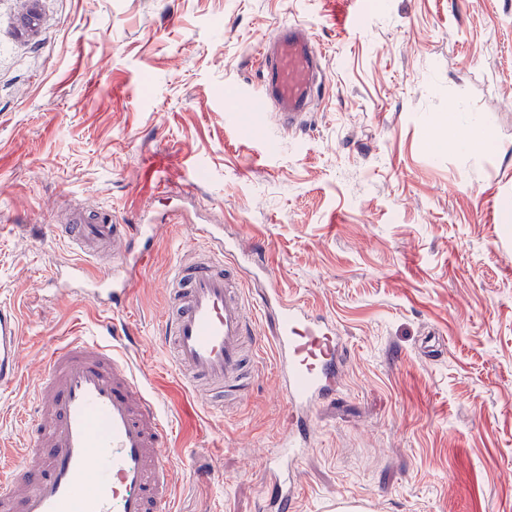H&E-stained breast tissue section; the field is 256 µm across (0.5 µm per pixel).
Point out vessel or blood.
<instances>
[{
  "instance_id": "vessel-or-blood-1",
  "label": "vessel or blood",
  "mask_w": 512,
  "mask_h": 512,
  "mask_svg": "<svg viewBox=\"0 0 512 512\" xmlns=\"http://www.w3.org/2000/svg\"><path fill=\"white\" fill-rule=\"evenodd\" d=\"M262 60V86L243 91L245 104L272 105L281 129L299 128L323 82L320 50L304 26L291 24ZM62 232L80 256L52 269L48 283L67 279L84 299L123 313L157 225L77 212ZM198 233L201 247L178 259L166 284L163 343L182 386L206 390L215 404L241 398L249 386L247 357L271 351L289 425L264 462L263 509L293 512L309 419L338 392L345 341L331 320L273 286L269 266L245 265L223 225L202 224ZM105 248L115 251L112 268L94 269L92 258ZM260 280L268 288L254 291ZM22 341L17 307L1 302V390L20 378ZM29 436L0 480V512H172L174 466L164 453L170 427L128 337L56 343L44 358Z\"/></svg>"
}]
</instances>
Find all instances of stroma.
I'll return each instance as SVG.
<instances>
[{"label": "stroma", "instance_id": "35a3bbf8", "mask_svg": "<svg viewBox=\"0 0 512 512\" xmlns=\"http://www.w3.org/2000/svg\"><path fill=\"white\" fill-rule=\"evenodd\" d=\"M293 23L325 81L287 132L238 94ZM462 117L486 145L457 147ZM77 207L163 226L122 316L46 289L76 256L48 227ZM198 220L261 245L347 343L295 512H512V0H0V300L24 333L0 458L29 442L50 347L114 324L174 421L175 512H262L287 424L270 362L220 415L161 348Z\"/></svg>", "mask_w": 512, "mask_h": 512}]
</instances>
